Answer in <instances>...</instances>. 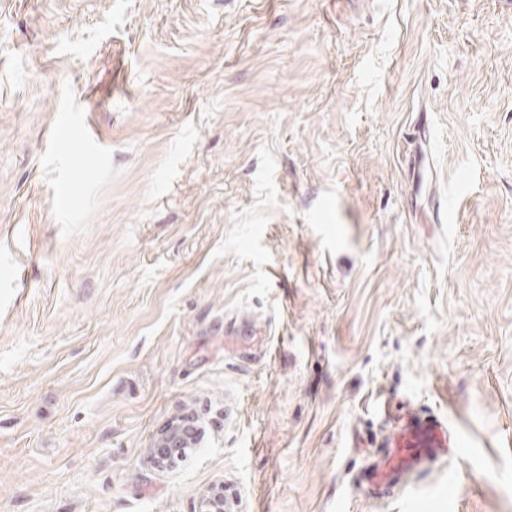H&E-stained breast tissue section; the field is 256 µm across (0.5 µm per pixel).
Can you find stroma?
<instances>
[{"label": "stroma", "mask_w": 512, "mask_h": 512, "mask_svg": "<svg viewBox=\"0 0 512 512\" xmlns=\"http://www.w3.org/2000/svg\"><path fill=\"white\" fill-rule=\"evenodd\" d=\"M411 408L451 454L371 499ZM219 486L512 512V0H0V512ZM190 419H194V417L182 415L171 420L158 433L153 448H151V457L157 466H171L174 464V456L181 448H185L183 454L186 456V449L196 445L198 431L191 428V424L188 422Z\"/></svg>", "instance_id": "stroma-1"}]
</instances>
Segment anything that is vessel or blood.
I'll return each instance as SVG.
<instances>
[{
  "label": "vessel or blood",
  "instance_id": "obj_1",
  "mask_svg": "<svg viewBox=\"0 0 512 512\" xmlns=\"http://www.w3.org/2000/svg\"><path fill=\"white\" fill-rule=\"evenodd\" d=\"M445 428L431 419L411 417L396 431L381 456L373 458L356 475L361 490L370 496L393 494L408 473L422 471L447 455Z\"/></svg>",
  "mask_w": 512,
  "mask_h": 512
}]
</instances>
